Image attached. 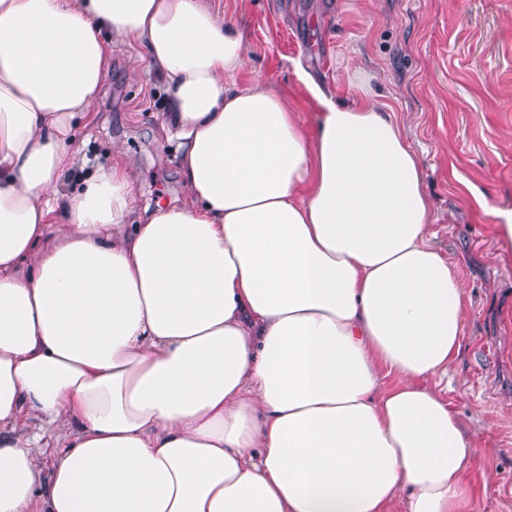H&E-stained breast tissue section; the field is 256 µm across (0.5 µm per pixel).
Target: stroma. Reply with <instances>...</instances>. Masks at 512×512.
Segmentation results:
<instances>
[{
  "label": "stroma",
  "mask_w": 512,
  "mask_h": 512,
  "mask_svg": "<svg viewBox=\"0 0 512 512\" xmlns=\"http://www.w3.org/2000/svg\"><path fill=\"white\" fill-rule=\"evenodd\" d=\"M244 33L245 69L306 123L315 107L294 67L341 98L368 79L402 125L432 206L433 243L466 288L459 355L445 399L480 456L468 475L474 512H512V248L498 212L512 210V0H211ZM138 48L113 50L103 94L78 155L108 165L114 147L135 163L136 204L182 198L173 147L159 135L162 92Z\"/></svg>",
  "instance_id": "obj_1"
}]
</instances>
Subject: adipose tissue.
<instances>
[{"mask_svg":"<svg viewBox=\"0 0 512 512\" xmlns=\"http://www.w3.org/2000/svg\"><path fill=\"white\" fill-rule=\"evenodd\" d=\"M122 46L165 95L163 207L129 160L60 190ZM245 63L208 0H0V512H466L479 450L428 385L466 286L419 160L372 97L299 73L309 128Z\"/></svg>","mask_w":512,"mask_h":512,"instance_id":"ef3b65f1","label":"adipose tissue"}]
</instances>
